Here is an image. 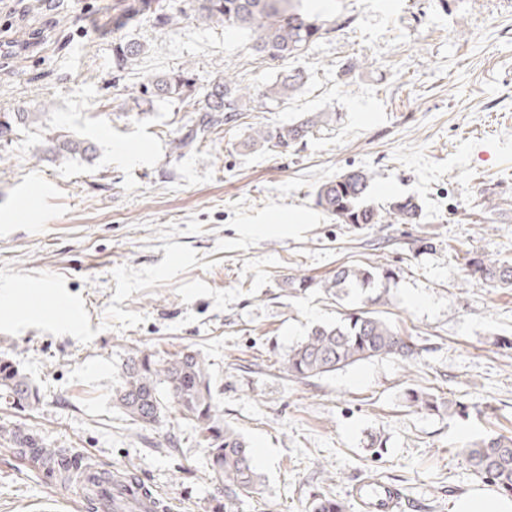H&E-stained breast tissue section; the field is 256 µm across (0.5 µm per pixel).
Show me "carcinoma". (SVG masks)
Returning <instances> with one entry per match:
<instances>
[{"instance_id":"cac0c4a2","label":"carcinoma","mask_w":512,"mask_h":512,"mask_svg":"<svg viewBox=\"0 0 512 512\" xmlns=\"http://www.w3.org/2000/svg\"><path fill=\"white\" fill-rule=\"evenodd\" d=\"M302 0H196L195 18L206 22L222 21L228 28L248 29L255 38L250 49L276 59L293 58L300 51L333 30L327 21L302 8ZM143 44L127 40L115 45L112 64L119 70L136 59ZM303 76L294 73L268 87L264 97L278 103L297 92ZM177 99L195 112L187 132L176 140V148H190L207 139L223 125L237 122L246 111L251 94L225 76L214 81L204 94V105L197 106V87L189 70L163 74L143 86L135 104L154 99ZM329 115L316 112L297 123L257 127L244 142L251 150L295 148L313 129L327 123ZM37 120L33 112L0 114V141L9 138L19 126ZM44 152L67 158L88 155L92 146L67 132L46 140ZM372 176L364 169L343 171L315 190V203L340 224H413L421 214V205L410 196L394 199L381 209L370 203ZM465 270H472L483 281L499 287L512 286V262L485 260L479 256L465 259ZM391 278L388 269L371 266H340L324 284L336 298L358 284L368 287ZM415 349L380 312L360 309L344 315L334 324H317L291 349L281 362L288 376L305 380L343 369L359 361L376 357L413 358ZM0 401L26 408L39 403V397L27 378L8 360L0 359ZM114 407L141 427L155 426L170 411L192 424L198 444L204 448L211 474L224 485V495L231 499L250 495L261 481L252 462L244 437L224 423V413L217 407L209 367L198 352L184 349L166 359L147 350H137L128 358L121 382L112 395ZM20 427L8 432L18 448H38L51 462L48 473L64 477L89 463L84 456H68L40 447L35 435L21 438ZM473 472L498 490L512 496V437L489 435L465 449ZM343 501L330 493H319L311 512H345Z\"/></svg>"}]
</instances>
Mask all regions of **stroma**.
<instances>
[{
    "instance_id": "35a3bbf8",
    "label": "stroma",
    "mask_w": 512,
    "mask_h": 512,
    "mask_svg": "<svg viewBox=\"0 0 512 512\" xmlns=\"http://www.w3.org/2000/svg\"><path fill=\"white\" fill-rule=\"evenodd\" d=\"M305 6L334 30L277 60L253 52L248 31L193 19L190 0H0V113L40 117L0 142V358L40 404L0 402V426L136 470L169 512H309L325 487L358 512L351 489L367 476L399 486L406 512H454L491 489L466 446L512 436V288L463 272L470 253L512 257V0ZM156 11L174 22L155 27ZM131 39L143 53L115 70L114 43ZM355 58L363 66L346 71ZM185 68L198 91L230 74L253 100L236 124L178 150L192 113L164 101L140 115L133 99ZM295 70L303 86L265 102ZM310 112L332 118L296 149L241 148L253 127ZM62 129L94 153L50 160L43 144ZM351 168L371 173L377 206L416 197L418 223H336L314 191ZM366 264L392 269L386 292L339 301L324 288L337 267ZM291 274L312 288L282 287ZM377 295L413 360L307 380L281 371L313 325ZM187 347L262 475L249 496L225 501L179 415L145 428L112 403L135 350L162 359ZM412 390L437 408L410 406ZM0 512L78 506L0 439Z\"/></svg>"
}]
</instances>
